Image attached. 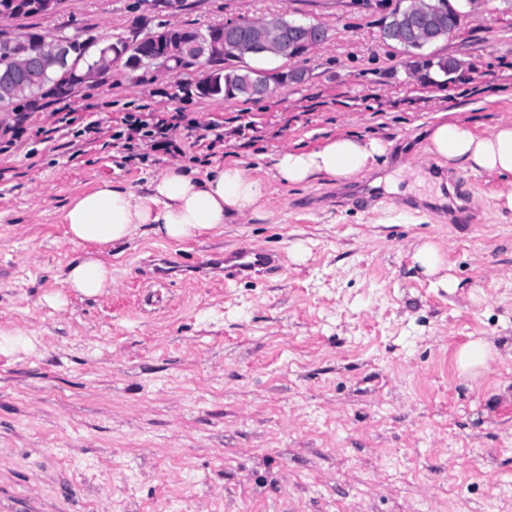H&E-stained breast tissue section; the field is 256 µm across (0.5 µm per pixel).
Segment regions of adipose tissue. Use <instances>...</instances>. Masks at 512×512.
I'll use <instances>...</instances> for the list:
<instances>
[{"label": "adipose tissue", "instance_id": "adipose-tissue-1", "mask_svg": "<svg viewBox=\"0 0 512 512\" xmlns=\"http://www.w3.org/2000/svg\"><path fill=\"white\" fill-rule=\"evenodd\" d=\"M426 151L457 170L512 179V121L499 123L487 135L461 121L434 123L427 129ZM384 153L378 139L341 135L310 151L278 150L274 171L287 185L307 186L320 179L347 183L372 171ZM266 194L264 180L235 163L214 166L198 179L192 169L176 162L139 192L101 181L64 210L70 240L86 246L68 265L65 282L88 297L102 294L112 285V268L104 256L115 245L143 234L187 242L223 231L238 218L258 215Z\"/></svg>", "mask_w": 512, "mask_h": 512}]
</instances>
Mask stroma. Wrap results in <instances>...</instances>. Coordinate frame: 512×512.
Wrapping results in <instances>:
<instances>
[{
    "label": "stroma",
    "instance_id": "1",
    "mask_svg": "<svg viewBox=\"0 0 512 512\" xmlns=\"http://www.w3.org/2000/svg\"><path fill=\"white\" fill-rule=\"evenodd\" d=\"M400 0H61L0 19L16 34L127 37L134 18L203 28L273 15L324 28L301 69L263 100L198 94L194 67L144 83L113 75L31 113L0 138V512H512V183L468 176L464 219L442 196L422 130L454 111L477 133L512 120V0H489L425 57L461 62L423 82L380 29ZM183 112L224 140L132 158L127 113ZM99 129H89L90 121ZM376 137L385 162L349 185L280 183L272 155L341 134ZM240 162L268 185L246 216L186 244L138 237L109 254L112 286L65 283L83 244L71 199L109 179L145 188L173 162ZM393 176L375 211L356 198ZM432 242L451 288L420 274ZM248 248L282 258L241 281L205 274ZM165 259L167 276L155 272ZM495 349L477 378L457 355ZM58 5L60 0L57 1ZM57 2L56 0H35L33 3V7L39 11V13L43 16H49L54 14L57 11ZM10 4L11 8H14V4L11 1L6 2ZM37 11L35 10H23L21 8H14L10 13L8 14H0V18H11V19H29L34 18L37 16H41Z\"/></svg>",
    "mask_w": 512,
    "mask_h": 512
}]
</instances>
